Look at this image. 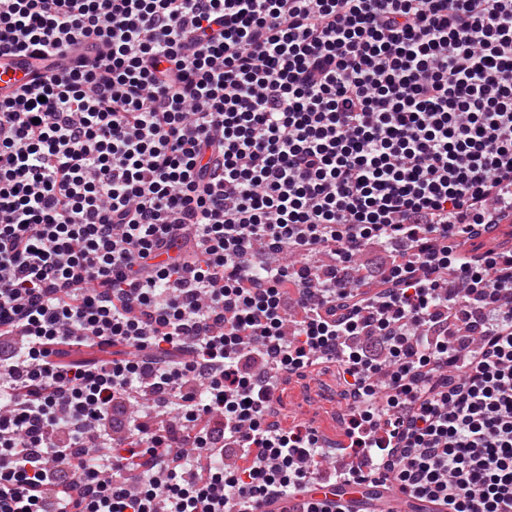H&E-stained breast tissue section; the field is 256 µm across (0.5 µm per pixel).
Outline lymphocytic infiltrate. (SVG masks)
<instances>
[{"label":"lymphocytic infiltrate","instance_id":"obj_1","mask_svg":"<svg viewBox=\"0 0 512 512\" xmlns=\"http://www.w3.org/2000/svg\"><path fill=\"white\" fill-rule=\"evenodd\" d=\"M88 49L0 100V512H346L271 418L332 362L351 478L512 512V0H0ZM388 250L379 242L369 243L361 257L356 260V276L366 280L376 281L379 271L390 260Z\"/></svg>","mask_w":512,"mask_h":512}]
</instances>
